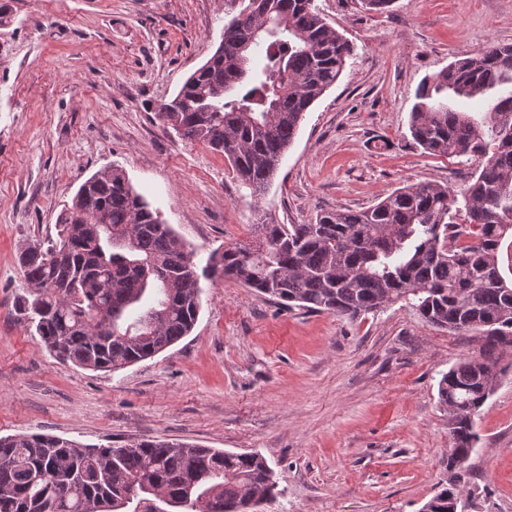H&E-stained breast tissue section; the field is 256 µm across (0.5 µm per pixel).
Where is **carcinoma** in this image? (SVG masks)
I'll use <instances>...</instances> for the list:
<instances>
[{
    "label": "carcinoma",
    "mask_w": 512,
    "mask_h": 512,
    "mask_svg": "<svg viewBox=\"0 0 512 512\" xmlns=\"http://www.w3.org/2000/svg\"><path fill=\"white\" fill-rule=\"evenodd\" d=\"M214 54L161 103L163 125L224 155L259 198L310 107L336 83L353 47L313 0H245ZM410 112L413 144L430 155L481 157L461 191L410 184L363 211L313 224H257L197 270L126 173L92 175L57 218V238L18 254L28 329L59 360L115 371L150 359L193 330L200 276L221 275L270 296L352 321L403 301L429 326L478 333L480 354L438 382L448 412V512L479 435L475 417L512 369V46L494 42L424 78ZM276 498L258 452L135 438L97 448L50 434L0 436V512H257Z\"/></svg>",
    "instance_id": "cac0c4a2"
}]
</instances>
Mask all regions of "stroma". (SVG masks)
<instances>
[{
  "instance_id": "obj_1",
  "label": "stroma",
  "mask_w": 512,
  "mask_h": 512,
  "mask_svg": "<svg viewBox=\"0 0 512 512\" xmlns=\"http://www.w3.org/2000/svg\"><path fill=\"white\" fill-rule=\"evenodd\" d=\"M314 4L354 55L256 200L223 155L156 116L214 53L237 0H0L1 436L256 451L278 486L266 512H420L447 486L437 384L482 340L429 327L405 303L351 321L205 280L191 334L115 372L57 360L18 309L21 247L54 237L79 186L115 165L200 266L255 224L361 211L406 184H470L477 161L422 153L409 116L424 77L512 44V0ZM380 136L390 148H375ZM477 428L461 478L470 512H512V372Z\"/></svg>"
}]
</instances>
